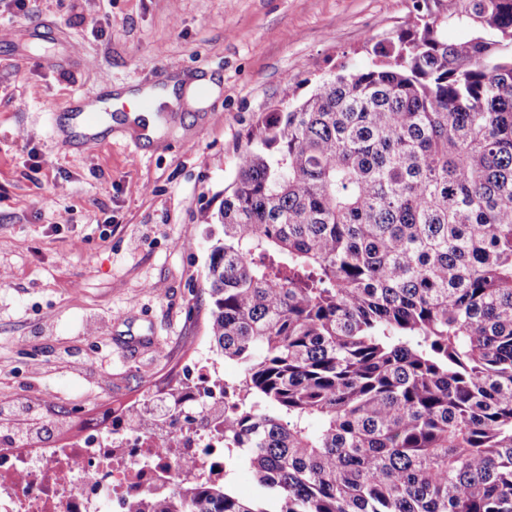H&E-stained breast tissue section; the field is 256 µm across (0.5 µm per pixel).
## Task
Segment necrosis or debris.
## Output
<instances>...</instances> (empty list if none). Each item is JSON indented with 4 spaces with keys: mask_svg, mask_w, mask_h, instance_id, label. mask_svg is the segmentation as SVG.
I'll use <instances>...</instances> for the list:
<instances>
[{
    "mask_svg": "<svg viewBox=\"0 0 512 512\" xmlns=\"http://www.w3.org/2000/svg\"><path fill=\"white\" fill-rule=\"evenodd\" d=\"M175 457L193 459L192 477L223 468V418L198 403L183 419L158 410L147 426L106 425L55 448H0V512H110L169 478Z\"/></svg>",
    "mask_w": 512,
    "mask_h": 512,
    "instance_id": "4bbe7bcc",
    "label": "necrosis or debris"
}]
</instances>
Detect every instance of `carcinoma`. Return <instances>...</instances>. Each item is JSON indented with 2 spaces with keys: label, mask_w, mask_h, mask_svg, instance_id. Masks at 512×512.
Segmentation results:
<instances>
[{
  "label": "carcinoma",
  "mask_w": 512,
  "mask_h": 512,
  "mask_svg": "<svg viewBox=\"0 0 512 512\" xmlns=\"http://www.w3.org/2000/svg\"><path fill=\"white\" fill-rule=\"evenodd\" d=\"M509 47L512 0H414L248 129L205 274L224 480L117 512H512Z\"/></svg>",
  "instance_id": "1"
}]
</instances>
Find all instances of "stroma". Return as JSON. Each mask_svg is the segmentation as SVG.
Here are the masks:
<instances>
[{
    "label": "stroma",
    "instance_id": "stroma-1",
    "mask_svg": "<svg viewBox=\"0 0 512 512\" xmlns=\"http://www.w3.org/2000/svg\"><path fill=\"white\" fill-rule=\"evenodd\" d=\"M412 0H0V405H42L26 445L50 448L221 365L201 290L211 217L248 128L362 68ZM40 38H33V31ZM111 78V87L101 84ZM208 77L161 103L139 159L131 123L91 148L53 137L50 109L108 89Z\"/></svg>",
    "mask_w": 512,
    "mask_h": 512
}]
</instances>
